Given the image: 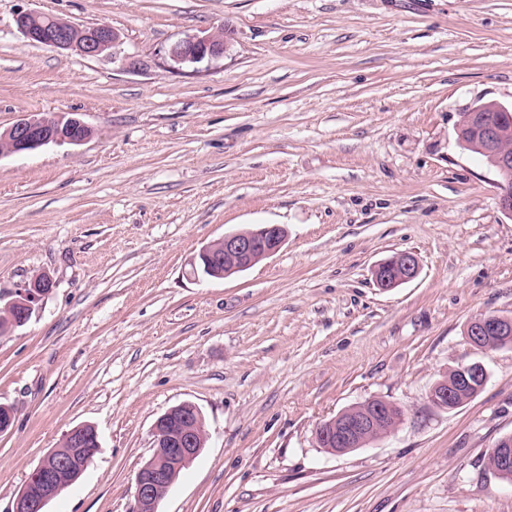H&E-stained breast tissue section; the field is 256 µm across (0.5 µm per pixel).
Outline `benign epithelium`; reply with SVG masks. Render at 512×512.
<instances>
[{"instance_id":"1","label":"benign epithelium","mask_w":512,"mask_h":512,"mask_svg":"<svg viewBox=\"0 0 512 512\" xmlns=\"http://www.w3.org/2000/svg\"><path fill=\"white\" fill-rule=\"evenodd\" d=\"M17 31L30 43L55 50L72 51L86 57H96L109 50L112 57L121 54L119 33L106 23L79 26L63 19H55L48 25L45 14L36 10H22L15 15ZM230 50V41L222 34L192 33L180 38L165 51L168 68L180 71L184 67H196L222 58ZM467 125L478 134L482 151L491 156L498 176L500 189L499 206L512 218V145L505 142L512 134V105L497 102L483 103L468 111ZM92 130L80 118L62 113L44 112L23 115L0 133V156L21 154L48 144H80L87 140ZM286 240V230L278 224H262L257 228L226 233L205 245L198 254L203 260L202 274L208 278H225L250 269L256 263L277 253ZM418 257L410 251H402L380 263L374 270L379 287L392 288L407 283L419 274ZM55 286L46 273H36L16 289L14 298L0 306V310L13 307L25 308V323L35 306ZM468 344L480 347L486 344L512 345V317L499 314L480 315L472 318L465 331ZM455 383L445 388L433 386L429 402L441 409L454 410L455 396L472 379L487 376L480 363L459 365ZM390 417V405L386 400L366 406L353 417H335L321 423L315 432L318 445L336 455L349 451L354 439L364 431L380 437L395 433L398 425H386ZM202 416L195 405L183 402L162 414L153 425L151 458L135 477L134 505L132 512H158L161 499L177 480V472L189 466L200 454L207 434L201 426ZM67 448L49 451L29 474L23 488L13 500L10 512H46L48 503L75 480H62L69 472L81 476L92 461L85 451L87 437L74 427L66 433ZM494 448L501 466L512 467V435L500 438Z\"/></svg>"}]
</instances>
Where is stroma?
Here are the masks:
<instances>
[{
  "label": "stroma",
  "instance_id": "stroma-1",
  "mask_svg": "<svg viewBox=\"0 0 512 512\" xmlns=\"http://www.w3.org/2000/svg\"><path fill=\"white\" fill-rule=\"evenodd\" d=\"M106 23L132 70L29 43L18 11ZM223 32L224 58L170 73L165 48ZM512 104V0H0V132L76 113L80 145L0 157V299L55 288L0 336V512L64 435L100 448L47 512H130L152 426L194 403L208 439L158 512H512L487 456L512 434V346L469 320L512 317V219L461 116ZM260 223L278 253L222 280L201 247ZM418 277L385 290L400 251ZM488 381L448 411L460 364ZM391 436L343 455L317 426L370 399ZM394 267L398 272V277L390 281L388 270ZM418 257L410 251H402L380 263L374 270L375 280L380 288H393L396 284L407 283L415 279L419 274ZM55 286L54 280L46 273L33 274L19 288L16 289L14 298L0 306V310L9 311L12 307L21 306L25 313L18 323L23 325L27 316L30 317L35 306L48 295ZM468 344L473 348L486 344L512 345V317L499 314L472 318L465 331ZM458 375L455 380V384H445L446 388H441L440 386H433L429 391L428 400L429 402L441 409L454 410L458 406L454 404L455 396L457 393H460L462 387L473 386L472 379L483 376L485 380H487V373L484 369V366L480 363L475 364H467V365H459L456 368Z\"/></svg>",
  "mask_w": 512,
  "mask_h": 512
}]
</instances>
